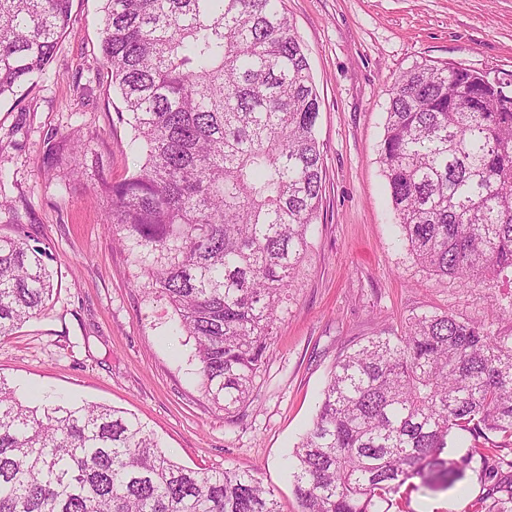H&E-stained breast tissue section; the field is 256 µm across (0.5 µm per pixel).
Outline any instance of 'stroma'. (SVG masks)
I'll return each instance as SVG.
<instances>
[{"label":"stroma","mask_w":512,"mask_h":512,"mask_svg":"<svg viewBox=\"0 0 512 512\" xmlns=\"http://www.w3.org/2000/svg\"><path fill=\"white\" fill-rule=\"evenodd\" d=\"M321 106L326 179L320 217L253 401L231 414L203 395L194 343L167 300L135 270L103 222L93 184L131 174L141 153L100 55L102 0H72L71 32L43 74L0 98V235L45 244L57 290L42 314L0 338V380L24 401L98 403L134 414L167 455L194 469L254 473L282 512H298L288 458L316 414L337 358L415 314L448 312L512 333V274L491 288L438 278L394 223L379 162L389 91L416 64L512 76V0H284ZM89 145L71 177L68 143ZM468 458L447 490L402 486L403 512H479L492 503L486 465Z\"/></svg>","instance_id":"1"}]
</instances>
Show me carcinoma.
<instances>
[{"mask_svg": "<svg viewBox=\"0 0 512 512\" xmlns=\"http://www.w3.org/2000/svg\"><path fill=\"white\" fill-rule=\"evenodd\" d=\"M282 0H104L101 53L143 163L103 181L105 223L194 340L201 389L251 402L322 206L319 95ZM72 0H0V96L50 65ZM87 148H72L84 173ZM380 160L395 217L431 274L477 287L512 270V80L419 64L390 90ZM40 242L0 236V337L45 310ZM512 445V335L444 311L336 362L293 451L299 512H389L418 478L451 487L459 432ZM0 512H281L233 469L172 460L100 404L30 406L0 380Z\"/></svg>", "mask_w": 512, "mask_h": 512, "instance_id": "1", "label": "carcinoma"}]
</instances>
